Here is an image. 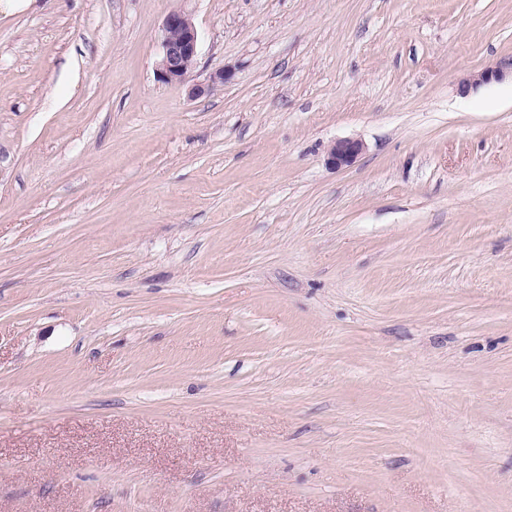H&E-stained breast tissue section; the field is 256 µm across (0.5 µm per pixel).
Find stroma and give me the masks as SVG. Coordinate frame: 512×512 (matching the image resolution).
Here are the masks:
<instances>
[{
    "instance_id": "35a3bbf8",
    "label": "stroma",
    "mask_w": 512,
    "mask_h": 512,
    "mask_svg": "<svg viewBox=\"0 0 512 512\" xmlns=\"http://www.w3.org/2000/svg\"><path fill=\"white\" fill-rule=\"evenodd\" d=\"M509 59L512 0L0 15V512H512ZM161 46L157 79L165 84H186L199 49L198 31L189 12L179 9L166 16ZM509 76L512 80V62L510 61L500 63L498 66L488 67L465 79L462 85V92L466 93L470 89L475 90L484 84L502 81ZM363 143L354 139L337 140L328 152V164L334 168L351 166L363 151Z\"/></svg>"
}]
</instances>
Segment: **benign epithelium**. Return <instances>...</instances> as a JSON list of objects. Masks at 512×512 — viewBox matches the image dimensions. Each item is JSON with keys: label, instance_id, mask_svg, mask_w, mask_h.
Instances as JSON below:
<instances>
[{"label": "benign epithelium", "instance_id": "obj_1", "mask_svg": "<svg viewBox=\"0 0 512 512\" xmlns=\"http://www.w3.org/2000/svg\"><path fill=\"white\" fill-rule=\"evenodd\" d=\"M162 53L156 67L157 79L165 84L187 83L199 49V36L192 16L179 9L170 12L162 25ZM512 77V62H504L470 75L462 85V92L499 82ZM230 77V71L220 70L209 77L206 84L188 87V96L198 98L209 93L213 87L222 85ZM363 151V143L354 139H342L333 143L328 152V164L334 168L352 165Z\"/></svg>", "mask_w": 512, "mask_h": 512}]
</instances>
